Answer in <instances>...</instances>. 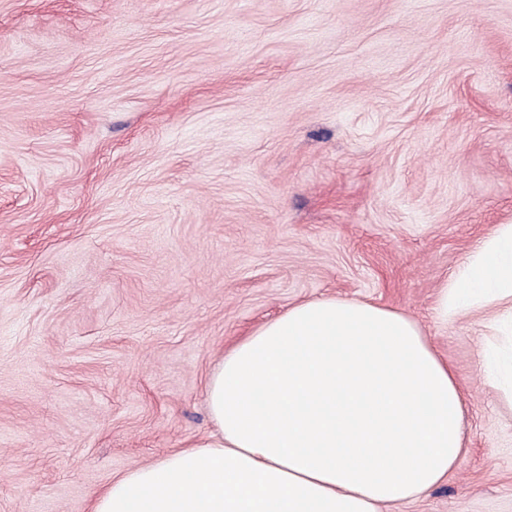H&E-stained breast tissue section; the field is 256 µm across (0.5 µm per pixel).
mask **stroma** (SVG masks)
I'll list each match as a JSON object with an SVG mask.
<instances>
[{
	"instance_id": "35a3bbf8",
	"label": "stroma",
	"mask_w": 512,
	"mask_h": 512,
	"mask_svg": "<svg viewBox=\"0 0 512 512\" xmlns=\"http://www.w3.org/2000/svg\"><path fill=\"white\" fill-rule=\"evenodd\" d=\"M512 224V0H0V512H90L214 430L225 349L300 302L401 311L465 453L384 512H512L486 310ZM487 305L504 307L512 320V224L497 225L480 240L437 291L442 321L463 309Z\"/></svg>"
}]
</instances>
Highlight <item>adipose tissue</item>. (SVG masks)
I'll list each match as a JSON object with an SVG mask.
<instances>
[{
  "instance_id": "obj_1",
  "label": "adipose tissue",
  "mask_w": 512,
  "mask_h": 512,
  "mask_svg": "<svg viewBox=\"0 0 512 512\" xmlns=\"http://www.w3.org/2000/svg\"><path fill=\"white\" fill-rule=\"evenodd\" d=\"M512 316V224L437 291L440 319ZM209 440L115 479L92 512H382L444 483L464 450L454 371L380 305L309 300L265 322L206 382Z\"/></svg>"
}]
</instances>
